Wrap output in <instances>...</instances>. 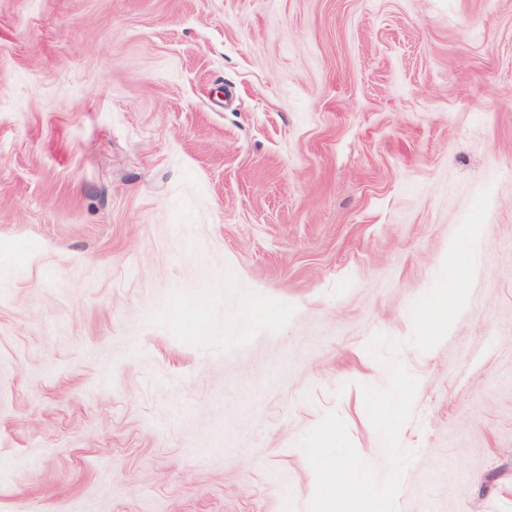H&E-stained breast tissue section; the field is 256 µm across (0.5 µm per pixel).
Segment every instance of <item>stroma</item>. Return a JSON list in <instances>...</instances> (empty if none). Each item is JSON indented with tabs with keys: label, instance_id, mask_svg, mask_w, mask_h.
I'll use <instances>...</instances> for the list:
<instances>
[{
	"label": "stroma",
	"instance_id": "35a3bbf8",
	"mask_svg": "<svg viewBox=\"0 0 512 512\" xmlns=\"http://www.w3.org/2000/svg\"><path fill=\"white\" fill-rule=\"evenodd\" d=\"M377 333L398 512H512V0H0V512H307Z\"/></svg>",
	"mask_w": 512,
	"mask_h": 512
}]
</instances>
